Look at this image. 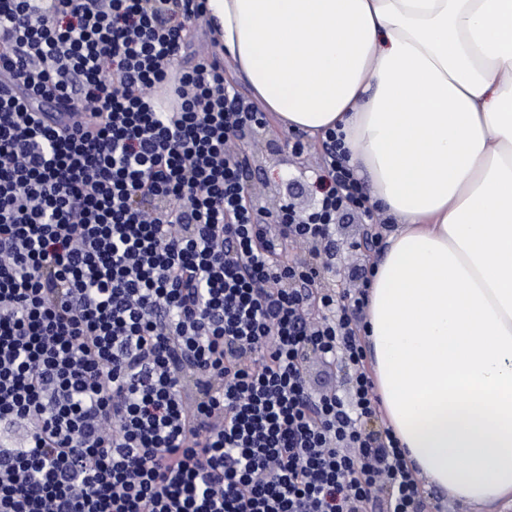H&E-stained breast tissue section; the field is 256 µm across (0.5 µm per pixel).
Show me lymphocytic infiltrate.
<instances>
[{"label":"lymphocytic infiltrate","mask_w":512,"mask_h":512,"mask_svg":"<svg viewBox=\"0 0 512 512\" xmlns=\"http://www.w3.org/2000/svg\"><path fill=\"white\" fill-rule=\"evenodd\" d=\"M206 18L0 0V512H423L367 427L372 271L325 278L337 215H379L333 131L316 208H256L266 116L185 62ZM314 357L348 391L311 392Z\"/></svg>","instance_id":"f902f5d3"}]
</instances>
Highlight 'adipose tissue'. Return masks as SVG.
Segmentation results:
<instances>
[{
	"mask_svg": "<svg viewBox=\"0 0 512 512\" xmlns=\"http://www.w3.org/2000/svg\"><path fill=\"white\" fill-rule=\"evenodd\" d=\"M283 128L334 129L399 230L364 339L387 428L445 496L512 501V0H207Z\"/></svg>",
	"mask_w": 512,
	"mask_h": 512,
	"instance_id": "1",
	"label": "adipose tissue"
}]
</instances>
